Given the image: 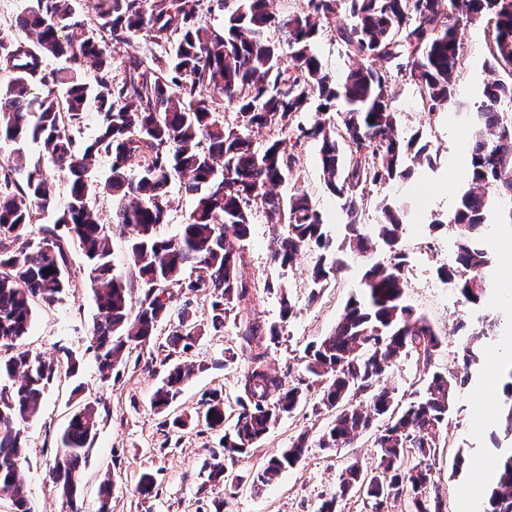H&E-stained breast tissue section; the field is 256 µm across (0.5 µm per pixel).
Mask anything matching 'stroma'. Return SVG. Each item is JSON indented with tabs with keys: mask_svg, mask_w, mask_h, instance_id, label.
Masks as SVG:
<instances>
[{
	"mask_svg": "<svg viewBox=\"0 0 512 512\" xmlns=\"http://www.w3.org/2000/svg\"><path fill=\"white\" fill-rule=\"evenodd\" d=\"M464 45L458 81L460 98L479 99L482 83L495 77L512 79L505 69L485 70L487 57L482 37L473 27L460 31ZM400 108V128L405 135H418L421 141L437 149L434 168L425 170L414 192L416 211L410 224L404 225L401 246L409 260L405 276L407 297L418 313L425 315L444 334L443 350L434 366L442 371L460 370L461 345L452 329L459 323L483 318L487 335L481 345L488 350L487 361L472 366L462 386L458 403L461 412L448 417V430L442 433L445 448L440 449L430 466L436 489L447 512H464L459 492L469 488L486 493L493 485L483 463L495 462L499 449L512 447L505 437L500 411L503 391L494 398L485 393L492 383H505L506 366L512 363V235L496 237L495 276L488 285L481 307H473L437 277L438 267L453 259L448 230H429L431 220L445 218L457 200L462 183L468 140L466 126L453 123L447 112L428 113L414 93L408 79L395 78L390 84ZM304 187L313 203L326 217L331 236L341 237L339 204L324 187L318 164V146L308 143L300 161L281 193L292 187ZM276 232L254 214L249 237L241 242L242 269L251 278L284 283L294 302L295 315L285 323L279 344L270 348L269 365L285 384H297L303 377L305 347L328 335L335 327L351 295L361 287L362 262L350 267L332 281L319 297H311L310 269L314 258L305 255L292 268L282 270L270 261ZM71 286L63 298L50 306L39 305L24 343L30 350L48 358L59 357L61 349L72 350L80 359L79 379L60 377L51 385L40 412L24 425L26 459L22 471L29 491L32 512H61L62 501L48 478L61 448L59 435L78 402L100 403L103 408L99 433L83 471L77 505L80 512H95L99 484L112 482V512H317L322 499L336 491L341 471L350 463L372 469L379 460L373 431H366L352 446L327 450L318 438L333 415L310 396L303 410L284 417L249 454L226 455L219 432L205 426L172 428L173 416H191L198 411L204 394L221 392L225 402L237 394L245 361L225 363L224 351L236 347L238 330L233 319H226L222 332L201 336L195 347L179 354V361L205 364L186 382L179 401L164 413H155L151 398L167 363V326H160L152 342L136 349L127 364L117 367L108 383H100L97 363L88 349L90 329L97 309L86 274V260L78 247L69 250ZM81 392H74V385ZM307 434L309 448L304 458L286 469L270 485L254 488L251 473L300 434ZM463 455L462 466H455L456 455ZM224 459L223 482L208 479V464L213 456ZM153 473V495L142 496L138 483L142 473Z\"/></svg>",
	"mask_w": 512,
	"mask_h": 512,
	"instance_id": "35a3bbf8",
	"label": "stroma"
}]
</instances>
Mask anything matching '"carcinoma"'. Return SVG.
Listing matches in <instances>:
<instances>
[{"label": "carcinoma", "mask_w": 512, "mask_h": 512, "mask_svg": "<svg viewBox=\"0 0 512 512\" xmlns=\"http://www.w3.org/2000/svg\"><path fill=\"white\" fill-rule=\"evenodd\" d=\"M14 27L32 35L18 41L0 29V145L10 154L0 161V493L13 512H31L22 475L25 448L22 424L38 410L61 368L75 374L80 360L71 350L47 361L22 346L34 307L50 306L70 288L68 252L78 245L88 261V278L99 314L91 328L99 380L107 383L132 351L143 348L159 326L170 321L172 303L184 289L207 302L209 317L201 326L178 314L169 337L171 348L187 352L199 336L219 332L253 290L270 291L243 277L240 255L227 238L249 237L254 212L281 229L272 261L291 267L307 252L316 254L311 268V296L337 278L348 262H365L360 296L351 297L332 331L305 349L304 371L319 392V403L335 412L321 434V448H343L377 421V466L363 470L353 463L339 475L336 492L318 512H337L340 500L365 489L380 507L407 493L412 512H444L431 494L433 474L427 460L440 448L457 386L466 370L483 357L474 331L462 322L460 337L465 374L432 372L419 396L402 406L380 385L386 369L401 357L428 367L445 338L428 318L408 303L407 254L400 229L407 205L383 197L378 223L361 222L363 200L371 188L413 179L432 168L435 157L415 135L398 132L400 113L389 94L393 74L408 78L430 112H467L468 161L454 208L443 222L430 225L452 232L455 262L437 270L479 307L492 266L489 226L512 211L499 202L512 199V81H484L473 112L458 96L461 63L459 18L487 33L485 67L512 71V0H307V10L279 15L269 0H239L224 26L207 23L211 0H94L90 19L70 0H30ZM281 39L269 37L270 29ZM331 32L346 54L363 61L338 78L323 67L313 50L315 38ZM143 37L165 49L163 56L128 58L124 76L112 74L105 46H133ZM67 66L49 70L45 61ZM94 69L86 79L85 65ZM236 110L239 122L226 126L212 112V92ZM101 117L95 135L79 147L72 132L85 121L88 104ZM317 105L318 118L305 126L298 114ZM274 131L262 144L252 132ZM319 143L318 161L325 189L340 203L345 233L335 239L308 193L296 187L276 191L300 160V148ZM37 145L70 176V201L51 224L39 226L40 240L28 238L37 215L54 209L55 189L40 162L27 159L24 144ZM110 161L102 182L87 178L97 156ZM179 180L195 206L177 234L162 237L157 227L169 223L170 186ZM105 195L115 202L112 223L127 230L130 271L115 268L107 226L89 205ZM386 262L369 261L378 246ZM281 323L264 325L256 316L243 321L241 352L225 350L224 361L247 359L239 380L236 408L227 416L224 397L203 398L194 422L224 429V452L246 454L277 422L307 400L308 388H284L269 366V345L279 338L295 305L279 286ZM192 367L169 364L156 389L153 408L161 413L177 399ZM504 386L505 431L512 435V369ZM101 423L99 406L75 408L60 437L62 455L48 471L62 507H76L80 479ZM308 437L299 435L270 456L252 476L267 485L302 460ZM484 512H512V451L501 458Z\"/></svg>", "instance_id": "carcinoma-1"}]
</instances>
